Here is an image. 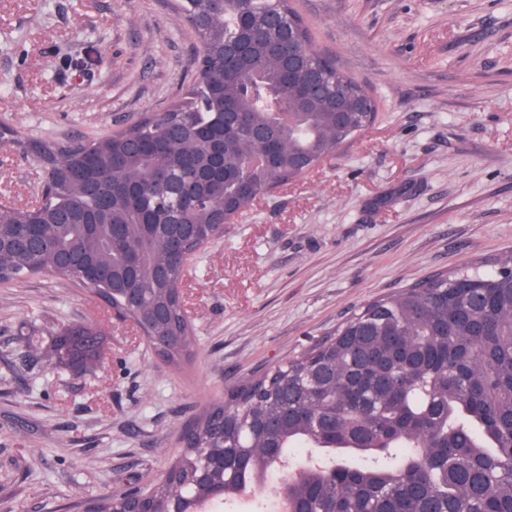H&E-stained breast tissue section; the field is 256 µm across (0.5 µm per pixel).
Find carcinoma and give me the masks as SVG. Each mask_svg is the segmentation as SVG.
<instances>
[{"label":"carcinoma","mask_w":512,"mask_h":512,"mask_svg":"<svg viewBox=\"0 0 512 512\" xmlns=\"http://www.w3.org/2000/svg\"><path fill=\"white\" fill-rule=\"evenodd\" d=\"M198 40L194 79L161 112L105 137L44 142L36 148L47 188L35 211L0 206V283L55 273L89 288L140 326L162 359L178 368L198 340L179 288L197 255L217 238L224 200L235 215L252 206L245 178L264 192L301 178L298 165L322 161L359 137L378 112L360 80L313 49L291 0H177ZM205 13L209 22L192 18ZM254 26L242 31L237 19ZM271 15L295 29L305 56L263 27ZM249 42L245 56L224 55ZM339 91L364 110L342 125L325 97ZM243 125L225 131L223 170L212 168L198 135L220 127L224 110ZM277 156L250 165L258 130L277 112ZM156 224L172 225L159 235ZM67 266L57 265L59 258ZM502 269L435 274L362 306L330 335L229 392L191 422L181 456L141 491L147 512L191 500L207 456L237 448L258 494L271 482L308 512H512V275ZM59 367L85 372L102 352L93 323L65 327L50 340L20 339ZM326 379L313 389L310 375ZM308 448L318 465L288 467ZM224 494L242 499L241 471L214 472Z\"/></svg>","instance_id":"carcinoma-1"}]
</instances>
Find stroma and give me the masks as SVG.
<instances>
[{"label":"stroma","instance_id":"obj_1","mask_svg":"<svg viewBox=\"0 0 512 512\" xmlns=\"http://www.w3.org/2000/svg\"><path fill=\"white\" fill-rule=\"evenodd\" d=\"M366 83L374 124L268 193L183 286L198 347L167 365L133 322L45 274L0 284V512H83L146 489L205 406L437 272L512 257V0H292ZM197 46L175 0H0V200L32 203L35 142L109 134L181 96ZM92 322L84 373L23 365L22 333Z\"/></svg>","mask_w":512,"mask_h":512}]
</instances>
